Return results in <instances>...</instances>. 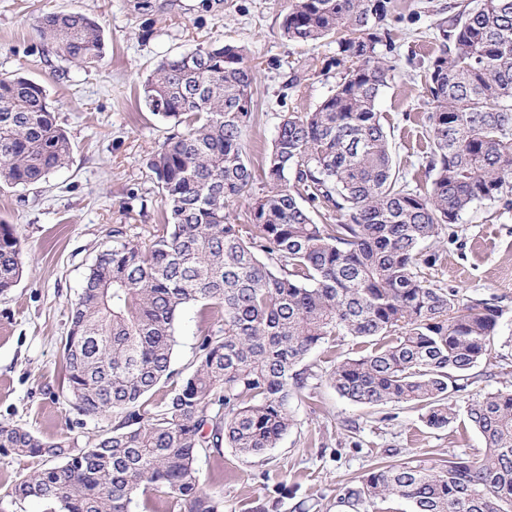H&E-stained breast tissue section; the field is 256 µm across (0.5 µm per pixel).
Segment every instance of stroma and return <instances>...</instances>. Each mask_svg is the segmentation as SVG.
I'll use <instances>...</instances> for the list:
<instances>
[{
  "label": "stroma",
  "instance_id": "1",
  "mask_svg": "<svg viewBox=\"0 0 512 512\" xmlns=\"http://www.w3.org/2000/svg\"><path fill=\"white\" fill-rule=\"evenodd\" d=\"M466 0H391L378 51L401 68L383 87L381 112L396 163L411 185L425 187L429 141L428 58L436 51L437 23ZM289 0H0V75L21 74L41 83L56 120L72 143L67 164L30 187L0 188V221L13 225L23 247V275L0 294V423L24 427L47 441L68 438L85 449L110 430L112 415L85 417L70 405L61 371L69 312L97 255L113 245L112 229L145 245L164 222L161 192L147 166L149 154L173 129L148 112L143 87L157 63L223 39L242 45L255 68L257 117L244 142L254 174L251 194L262 192V171L279 123L292 112H311L340 78L336 46L289 41L283 21ZM77 11L104 29L98 66L68 65L66 76L43 61L46 51L33 24L37 16ZM446 255L431 278L456 291L461 303L481 299L503 311L500 335L472 371L456 401L512 389V207L475 204L442 232ZM217 316L189 304L174 323L172 379L159 401L192 371L199 339ZM361 355L351 337L304 360L311 376L290 399L294 426L275 448L243 457L232 448L198 460L207 489L224 512H249L284 480L296 489L278 512H353L342 487L368 470L409 462L426 467L462 455L480 457L482 435L460 418L443 429L427 427L417 410L363 406L340 396L328 378V354Z\"/></svg>",
  "mask_w": 512,
  "mask_h": 512
}]
</instances>
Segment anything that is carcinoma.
Masks as SVG:
<instances>
[{"label":"carcinoma","mask_w":512,"mask_h":512,"mask_svg":"<svg viewBox=\"0 0 512 512\" xmlns=\"http://www.w3.org/2000/svg\"><path fill=\"white\" fill-rule=\"evenodd\" d=\"M387 14L388 0H291L285 35L303 45L333 40L343 71L315 111L278 125L266 190L248 199L246 224L225 213L253 182L244 133L256 119V76L243 49L215 39L157 64L145 107L184 125L148 158L168 223L145 248L112 230L119 242L89 268L63 339L75 410L121 421L78 453L67 440L0 425V448L56 461L3 497L40 499L56 512H130L138 494L153 492L184 512H222L224 501L200 483V449L252 457L276 447L294 424L289 400L311 376L300 364L350 336L371 349L331 360L342 397L412 406L430 428L462 416L486 448L438 467L373 469L341 500L512 512V391L453 403L503 310L462 305L427 277L442 264L435 243L447 226L476 203L512 195V0H473L437 26L423 189L396 169L376 111L398 69L377 50ZM35 29L62 60L94 67L104 56L102 28L84 14L50 12ZM71 152L45 87L0 76V186L35 185ZM21 275L20 239L0 223V293ZM189 303L223 315L201 337L192 373L151 405L148 394L170 378L175 318ZM294 493L281 481L256 510L278 512Z\"/></svg>","instance_id":"cac0c4a2"}]
</instances>
